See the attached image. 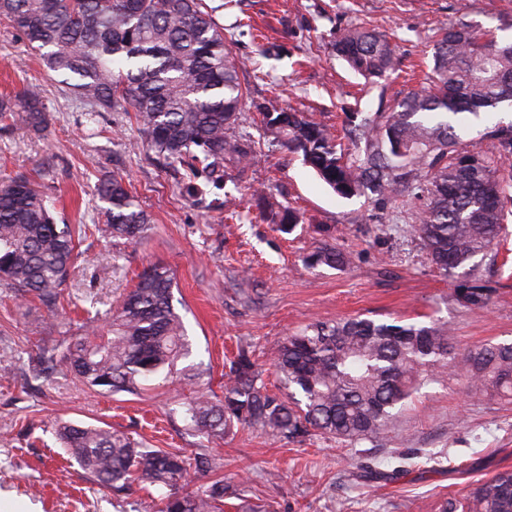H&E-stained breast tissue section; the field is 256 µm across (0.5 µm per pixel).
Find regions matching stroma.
I'll list each match as a JSON object with an SVG mask.
<instances>
[{
	"mask_svg": "<svg viewBox=\"0 0 512 512\" xmlns=\"http://www.w3.org/2000/svg\"><path fill=\"white\" fill-rule=\"evenodd\" d=\"M243 61L241 119L233 136L255 153L228 169L222 187L192 191L187 171L146 145L133 115L102 113L98 124L65 91L59 77L30 50L24 35L0 19V95L42 88L45 123H0V186L19 175L48 185L59 223L104 221L99 181L119 175L151 218L138 242H105L90 234L61 297L58 315L0 288V512H154L140 489L116 497L62 451L56 421L108 425L150 448L203 453L221 464L198 471L192 487L221 475L226 502L246 512H439L444 501L472 499L495 474L512 470V400L471 394L445 377L413 394L399 422L378 443L351 447L334 439L302 441L232 429L209 443L188 429L182 404L197 385L224 393V374L237 350L255 352L266 388L281 386L271 355L289 334L311 322L362 315L375 320L447 321L457 350L512 341V218L498 253L485 256L475 284L492 291L483 308L467 306L460 280L443 275L410 231L416 203L398 198L387 209L364 196L330 189L301 154L273 143L261 122L263 106L293 108L340 132L346 112L391 108L429 63L433 31L471 21L512 38V0H203ZM362 23L392 33L400 59L396 78L369 84L334 50L337 31ZM511 123L512 109L461 113L453 123L463 140L491 152L489 132ZM272 194L301 217L291 233L260 218L257 191ZM330 244L349 266L309 267L305 258ZM110 250L114 262L101 260ZM150 263L174 274L173 296L190 343L169 380L139 394L101 393L59 372L32 378L29 353L42 342L68 344L74 321L105 320ZM407 448L419 453L407 474L368 480L364 465Z\"/></svg>",
	"mask_w": 512,
	"mask_h": 512,
	"instance_id": "obj_1",
	"label": "stroma"
}]
</instances>
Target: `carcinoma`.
I'll list each match as a JSON object with an SVG mask.
<instances>
[{
  "instance_id": "cac0c4a2",
  "label": "carcinoma",
  "mask_w": 512,
  "mask_h": 512,
  "mask_svg": "<svg viewBox=\"0 0 512 512\" xmlns=\"http://www.w3.org/2000/svg\"><path fill=\"white\" fill-rule=\"evenodd\" d=\"M0 16L21 31L61 83L89 107L134 113L154 152L216 187L224 164L249 160V147L229 136L241 112V62L227 47L224 28L202 0H0ZM336 56L367 82L387 78L397 63L395 45L369 28L336 35ZM512 105V41L477 23L442 27L432 65L419 88L388 112L346 114L348 145L296 111H265L263 123L277 141L337 194H369L379 206L399 194L419 202L412 231L443 273L463 274L466 302L488 303L472 284L485 256L503 233L504 204L512 202V124H496L494 152L459 149L452 123L459 112L490 114ZM22 115L43 121L39 88L0 99V121ZM104 224L95 231L134 241L151 222L124 178L98 186ZM87 224H58L47 187L15 177L0 188V285L33 297L56 314ZM312 265L342 268L349 256L334 246L311 254ZM174 277L161 264L148 266L103 329L85 326L59 351L43 343L29 367L48 375L61 368L102 393H137L187 352V332L173 304ZM273 365L285 397L258 384L251 351L231 361L224 398L202 394L182 404L186 426L206 440L224 438L243 425L296 441L320 432L355 447L377 442L398 420L419 386L446 375L465 378L468 389L490 397L512 396V343L457 352L448 324L348 318L315 321L287 337ZM57 435L68 455L115 494L133 485L159 492L156 512H224V480L186 490L191 471L216 463L204 455L148 448L110 427L64 422ZM399 466L375 460L366 477L409 471L414 454H396ZM474 512H512V471L483 482Z\"/></svg>"
}]
</instances>
